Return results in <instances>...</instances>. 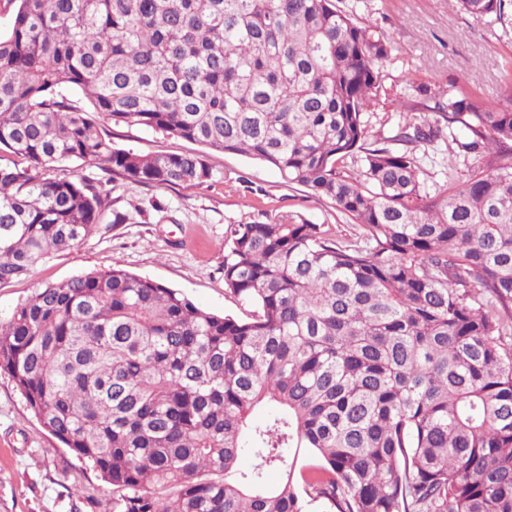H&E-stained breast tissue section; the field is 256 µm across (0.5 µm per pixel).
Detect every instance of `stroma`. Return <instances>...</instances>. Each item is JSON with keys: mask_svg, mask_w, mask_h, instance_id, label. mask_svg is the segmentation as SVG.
<instances>
[{"mask_svg": "<svg viewBox=\"0 0 512 512\" xmlns=\"http://www.w3.org/2000/svg\"><path fill=\"white\" fill-rule=\"evenodd\" d=\"M360 24L394 44L380 66L384 90L365 114L369 140L392 136L400 101L465 89L493 105L504 99L502 75L512 67V15L473 19L458 0H335ZM113 147L141 154L196 153L199 145L160 131L102 121ZM419 154L434 181L468 179L472 158L452 156L443 141L422 143ZM218 174L198 187L155 188L128 182L102 165L74 166L101 189L107 210L127 223L92 234L75 248L53 253L29 274L0 286V318L37 288L91 271L122 267L186 294L200 307L244 318L247 306L227 295L224 250L229 225L297 213L323 225L330 238L356 240L359 224L311 198L300 186L241 154L211 153ZM0 512H112V486L55 439L28 410L11 377L0 371Z\"/></svg>", "mask_w": 512, "mask_h": 512, "instance_id": "1", "label": "stroma"}]
</instances>
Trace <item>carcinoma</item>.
<instances>
[{
  "mask_svg": "<svg viewBox=\"0 0 512 512\" xmlns=\"http://www.w3.org/2000/svg\"><path fill=\"white\" fill-rule=\"evenodd\" d=\"M506 2L458 0L476 20ZM392 51L333 0H17L0 285L99 230L74 162L192 187L216 178L209 153H244L364 229L344 244L300 215L229 225L245 319L113 266L0 321V370L112 484V512H512V79L497 106L414 100L401 148L378 146L364 113ZM419 112L478 159L466 182H428L416 147L443 131ZM94 114L205 151L117 149Z\"/></svg>",
  "mask_w": 512,
  "mask_h": 512,
  "instance_id": "obj_1",
  "label": "carcinoma"
}]
</instances>
